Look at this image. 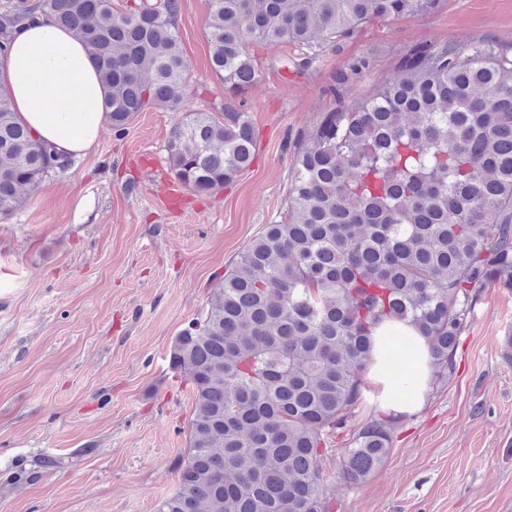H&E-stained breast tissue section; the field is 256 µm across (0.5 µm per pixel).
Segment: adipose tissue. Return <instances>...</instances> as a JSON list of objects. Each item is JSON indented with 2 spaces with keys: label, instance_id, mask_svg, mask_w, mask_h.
<instances>
[{
  "label": "adipose tissue",
  "instance_id": "adipose-tissue-1",
  "mask_svg": "<svg viewBox=\"0 0 512 512\" xmlns=\"http://www.w3.org/2000/svg\"><path fill=\"white\" fill-rule=\"evenodd\" d=\"M0 88L18 120L30 128L47 148L58 155L81 156L100 138L108 118L105 89L93 56L72 31L44 18L20 29L6 53L0 54ZM73 105L62 108L61 98ZM394 335L406 336V347L390 345ZM410 354L414 394L393 395L385 376L386 361ZM434 360L423 336L410 326L389 323L375 337V362L366 375L371 394L380 408L394 415L419 411L430 387Z\"/></svg>",
  "mask_w": 512,
  "mask_h": 512
}]
</instances>
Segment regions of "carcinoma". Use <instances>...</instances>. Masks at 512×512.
Returning <instances> with one entry per match:
<instances>
[{"label": "carcinoma", "instance_id": "carcinoma-1", "mask_svg": "<svg viewBox=\"0 0 512 512\" xmlns=\"http://www.w3.org/2000/svg\"><path fill=\"white\" fill-rule=\"evenodd\" d=\"M437 0H209L222 119L183 112L168 143L185 189L212 196L251 165L256 133L236 100L257 79L251 47H313ZM180 0H4L0 53L42 15L79 37L108 89L112 129L148 106L182 112ZM0 90V217L67 169ZM284 217L265 226L171 349L194 397L178 489L157 512H332L324 462L358 485L391 452L392 419L331 449L363 395L373 336L411 325L452 368L491 279L512 276V49L487 39L413 51L352 110L327 112L293 153Z\"/></svg>", "mask_w": 512, "mask_h": 512}]
</instances>
